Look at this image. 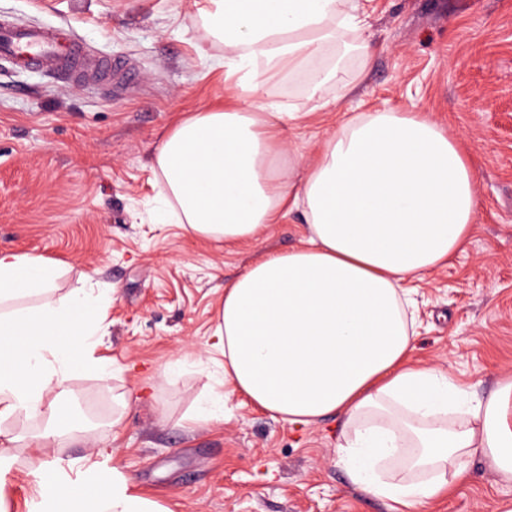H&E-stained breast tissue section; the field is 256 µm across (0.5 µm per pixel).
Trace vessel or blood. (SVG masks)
Returning <instances> with one entry per match:
<instances>
[{
	"mask_svg": "<svg viewBox=\"0 0 512 512\" xmlns=\"http://www.w3.org/2000/svg\"><path fill=\"white\" fill-rule=\"evenodd\" d=\"M0 57L44 70L64 72L85 84L130 83L135 74L125 61L97 57L70 27H32L0 21Z\"/></svg>",
	"mask_w": 512,
	"mask_h": 512,
	"instance_id": "b4317fda",
	"label": "vessel or blood"
}]
</instances>
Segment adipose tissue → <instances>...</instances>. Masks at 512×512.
<instances>
[{
	"label": "adipose tissue",
	"instance_id": "obj_1",
	"mask_svg": "<svg viewBox=\"0 0 512 512\" xmlns=\"http://www.w3.org/2000/svg\"><path fill=\"white\" fill-rule=\"evenodd\" d=\"M214 32L233 38L217 59L231 103L178 121L155 151L166 218L233 247L287 212L305 218L300 245L254 261L224 287L212 347L227 393L200 401L192 421L223 417L227 394L274 419L339 420L337 456L364 491L405 508L449 492L483 457L512 482V375L472 401L443 367L414 358L416 333L402 283L430 276L465 251L480 205L456 139L428 117L364 112L342 120L312 155L293 149L284 123L298 110L260 101L283 71L310 90L353 81L313 63L343 33L362 34L356 0H202ZM63 268L41 255L0 251V469L19 437L14 417H41L33 448L75 439L62 399L75 371L111 375L94 349L107 333L111 294L61 293ZM407 471L384 478L383 465ZM41 512H169L120 471L87 467L83 486L39 461Z\"/></svg>",
	"mask_w": 512,
	"mask_h": 512
}]
</instances>
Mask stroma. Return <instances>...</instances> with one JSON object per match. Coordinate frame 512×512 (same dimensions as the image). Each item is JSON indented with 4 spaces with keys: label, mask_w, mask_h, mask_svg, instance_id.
<instances>
[{
    "label": "stroma",
    "mask_w": 512,
    "mask_h": 512,
    "mask_svg": "<svg viewBox=\"0 0 512 512\" xmlns=\"http://www.w3.org/2000/svg\"><path fill=\"white\" fill-rule=\"evenodd\" d=\"M362 4L368 69L351 34L315 61L357 79L340 109L313 111L300 75L264 83L261 96L305 111L286 137L306 154L344 115L381 108L428 116L458 137L481 201L471 242L448 267L404 286L418 307L416 359L481 396L512 373V0ZM3 17L71 25L96 55L138 68L136 86L117 90L0 59V250L65 265L61 291L91 281L115 291L95 349L114 376L74 375L73 417L88 432L47 460L73 478L72 461L114 449L113 465L169 512H395L338 461L335 418L293 426L233 396L225 419H187L224 374L209 344L225 284L296 248L305 230L294 210L227 250L156 221V147L180 118L228 102L224 72L211 66L231 53L228 41L208 33L194 0H0ZM174 361L179 369L162 378ZM10 453L0 488L15 512H32L36 451L20 442ZM505 501L512 485L475 457L449 494L410 512H496Z\"/></svg>",
    "instance_id": "1"
}]
</instances>
